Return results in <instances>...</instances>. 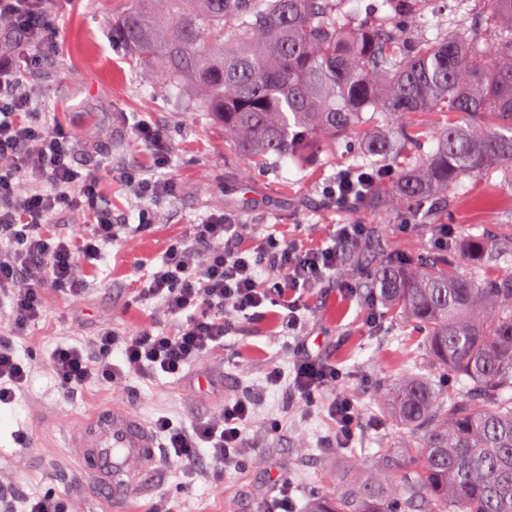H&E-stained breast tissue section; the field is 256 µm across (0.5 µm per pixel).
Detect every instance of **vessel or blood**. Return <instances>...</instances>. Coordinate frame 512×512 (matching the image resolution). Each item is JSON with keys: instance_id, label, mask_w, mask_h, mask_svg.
<instances>
[{"instance_id": "vessel-or-blood-1", "label": "vessel or blood", "mask_w": 512, "mask_h": 512, "mask_svg": "<svg viewBox=\"0 0 512 512\" xmlns=\"http://www.w3.org/2000/svg\"><path fill=\"white\" fill-rule=\"evenodd\" d=\"M75 437L101 481L111 484L115 502H124L152 470L155 434L128 409L97 407Z\"/></svg>"}]
</instances>
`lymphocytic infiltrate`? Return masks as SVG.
I'll return each instance as SVG.
<instances>
[{"mask_svg": "<svg viewBox=\"0 0 512 512\" xmlns=\"http://www.w3.org/2000/svg\"><path fill=\"white\" fill-rule=\"evenodd\" d=\"M44 2L0 0V22L37 51L51 39ZM22 85L18 54L0 47V301L7 303V320L17 332L41 318L46 288L83 294L82 262L95 259L118 237L111 207L99 204L94 181L72 164L70 134L38 118ZM27 179L34 186L20 194L18 185ZM71 211L89 213L90 225L47 233L48 224ZM336 261L335 248H310L285 238L243 244L237 225L224 214H212L198 225L195 244H170L143 282L145 294L159 300L168 331H127L108 324L81 345L57 347L49 367L71 393L93 380L111 386L129 374L149 380L177 373L223 344L237 317L248 311L282 307L283 326L296 328L298 292L335 270ZM30 371L15 345L1 339L0 405L19 401ZM338 382L335 367L309 355L297 359L293 388L302 404ZM253 419L254 404L243 396L190 425L162 416L153 427L164 438L169 460L195 480L203 475V457L223 471L238 466Z\"/></svg>", "mask_w": 512, "mask_h": 512, "instance_id": "lymphocytic-infiltrate-1", "label": "lymphocytic infiltrate"}]
</instances>
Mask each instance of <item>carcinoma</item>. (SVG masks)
I'll return each instance as SVG.
<instances>
[{
    "label": "carcinoma",
    "instance_id": "carcinoma-1",
    "mask_svg": "<svg viewBox=\"0 0 512 512\" xmlns=\"http://www.w3.org/2000/svg\"><path fill=\"white\" fill-rule=\"evenodd\" d=\"M476 2L488 26L447 19L411 45L393 22L351 26L347 0H129L112 36L147 81L200 92L194 108L247 156L300 161L359 137L336 174L343 193L438 228L435 200L512 169V0ZM386 232L349 245L340 275L423 333L434 377L387 389L407 435L382 470L309 512H512V273L482 276L457 253L467 237L486 263H511L512 224L490 241L450 227L413 264L392 260Z\"/></svg>",
    "mask_w": 512,
    "mask_h": 512
}]
</instances>
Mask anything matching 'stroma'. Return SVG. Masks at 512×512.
<instances>
[{"label":"stroma","mask_w":512,"mask_h":512,"mask_svg":"<svg viewBox=\"0 0 512 512\" xmlns=\"http://www.w3.org/2000/svg\"><path fill=\"white\" fill-rule=\"evenodd\" d=\"M127 0H48L49 21L58 33L36 68L24 71V87L35 111L76 138L73 165L95 181L111 204L120 239L105 245L99 259L83 263L87 290L73 298L44 292V316L14 342L34 365L25 397L0 406V465L13 469L12 484L0 496L22 499L55 493L73 495L78 512H261L287 487L293 512H307L311 499L335 490L336 481L374 472L385 438L400 428L384 410L383 387L420 371L424 338L413 325L371 316L355 282L331 274L311 289L296 329H283L273 312L240 317L205 361L181 373L147 381L128 376L119 388L96 383L81 392L63 391L47 362L61 344L75 345L102 325L163 329L155 299L143 296L147 273L176 241L193 243L198 224L214 212L238 223L245 243L257 235H288L301 243L334 245L336 227H389L391 253L415 262L438 252L439 233L354 202L339 207L324 189L338 161L321 153L304 163L290 159L260 163L242 157L224 141V130L206 113L184 111L182 93L144 81L142 64L112 41V20ZM145 122L162 130L171 153L157 168L151 145L135 135ZM133 169L171 178L176 191L153 201L130 195L116 172ZM154 222L135 227L141 210ZM512 211V190L500 180L464 179L447 222L474 233H495L503 211ZM304 341L312 355L336 367L359 412L349 447L336 445L329 406L333 390L318 392L301 408L292 388L293 348ZM281 381L268 383L271 370ZM250 397L255 404L250 444L237 468L216 481H188L176 466L157 467L146 485L124 503L96 480L87 459L69 436L100 405H120L144 422L167 416L180 423L217 413L226 400ZM280 424L268 433V423ZM27 432L19 445L18 432Z\"/></svg>","instance_id":"1"}]
</instances>
